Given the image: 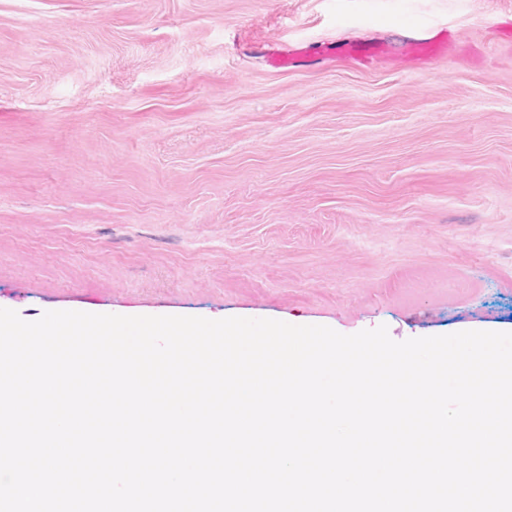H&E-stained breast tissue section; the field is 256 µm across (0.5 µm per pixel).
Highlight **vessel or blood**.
I'll return each mask as SVG.
<instances>
[{"label": "vessel or blood", "mask_w": 512, "mask_h": 512, "mask_svg": "<svg viewBox=\"0 0 512 512\" xmlns=\"http://www.w3.org/2000/svg\"><path fill=\"white\" fill-rule=\"evenodd\" d=\"M258 48L269 65L284 68L300 55L301 50L277 40L259 43ZM452 50L447 29L433 27L412 28L399 48L384 46L366 48L357 45L346 47L341 59L349 65L388 62L402 73L423 70L433 60L447 57Z\"/></svg>", "instance_id": "1"}]
</instances>
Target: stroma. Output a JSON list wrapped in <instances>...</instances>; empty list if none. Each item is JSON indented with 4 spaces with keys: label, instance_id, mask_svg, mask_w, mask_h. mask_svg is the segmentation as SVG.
<instances>
[{
    "label": "stroma",
    "instance_id": "stroma-1",
    "mask_svg": "<svg viewBox=\"0 0 512 512\" xmlns=\"http://www.w3.org/2000/svg\"><path fill=\"white\" fill-rule=\"evenodd\" d=\"M512 0H0V307L512 333ZM437 23L426 71L338 68ZM303 46L274 69L263 40Z\"/></svg>",
    "mask_w": 512,
    "mask_h": 512
}]
</instances>
